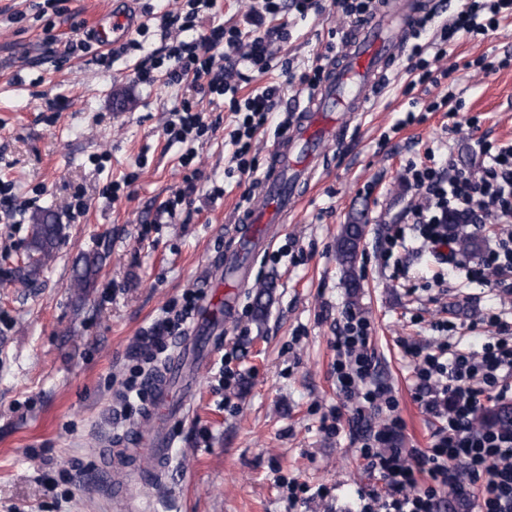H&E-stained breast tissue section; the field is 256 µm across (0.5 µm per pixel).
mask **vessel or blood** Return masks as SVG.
I'll list each match as a JSON object with an SVG mask.
<instances>
[{
	"label": "vessel or blood",
	"mask_w": 512,
	"mask_h": 512,
	"mask_svg": "<svg viewBox=\"0 0 512 512\" xmlns=\"http://www.w3.org/2000/svg\"><path fill=\"white\" fill-rule=\"evenodd\" d=\"M425 9L423 0H379L375 12L351 26L341 52L325 64L322 83L304 99L299 119L278 138L266 175L235 218L237 244L224 253V283L204 300L202 320L208 335L220 328L215 311L228 319L236 309L237 290L249 277L244 252L255 255L273 244L278 226L287 222L323 169L325 144L343 136L350 115L369 111ZM136 26L135 12H117L111 22L97 24L95 37L106 46L127 38ZM185 367L183 359H172L152 379L154 401L143 416L147 430L133 432L124 441L131 455L146 441L154 449L153 465L136 472L141 482L152 480L167 459L171 438L165 419L186 413V398L176 393L184 385Z\"/></svg>",
	"instance_id": "1"
}]
</instances>
